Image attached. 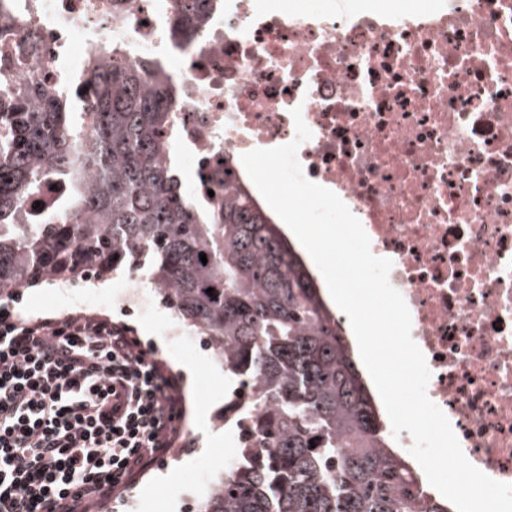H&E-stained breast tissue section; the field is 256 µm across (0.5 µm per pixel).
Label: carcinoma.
Returning <instances> with one entry per match:
<instances>
[{"instance_id": "obj_1", "label": "carcinoma", "mask_w": 512, "mask_h": 512, "mask_svg": "<svg viewBox=\"0 0 512 512\" xmlns=\"http://www.w3.org/2000/svg\"><path fill=\"white\" fill-rule=\"evenodd\" d=\"M196 2L171 9V38H192ZM88 60L89 112L0 74V294L140 267L224 374L259 385L239 462L199 512H453L409 491L336 314L273 215L227 169L219 214L184 188L162 140L174 119L165 78L117 43ZM51 180L63 217L22 214Z\"/></svg>"}]
</instances>
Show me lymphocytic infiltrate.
Instances as JSON below:
<instances>
[{
  "label": "lymphocytic infiltrate",
  "mask_w": 512,
  "mask_h": 512,
  "mask_svg": "<svg viewBox=\"0 0 512 512\" xmlns=\"http://www.w3.org/2000/svg\"><path fill=\"white\" fill-rule=\"evenodd\" d=\"M182 412L125 324L0 306V512H88L166 456Z\"/></svg>",
  "instance_id": "1"
}]
</instances>
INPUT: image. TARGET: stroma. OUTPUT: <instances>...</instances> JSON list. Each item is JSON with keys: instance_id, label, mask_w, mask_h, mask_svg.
<instances>
[{"instance_id": "35a3bbf8", "label": "stroma", "mask_w": 512, "mask_h": 512, "mask_svg": "<svg viewBox=\"0 0 512 512\" xmlns=\"http://www.w3.org/2000/svg\"><path fill=\"white\" fill-rule=\"evenodd\" d=\"M128 281V271L121 269L99 281L39 283L0 297V304L27 318L87 312L128 325L142 347L179 378L184 411L177 456L157 462L130 488L114 494L110 504L111 512H182L185 498L203 497L205 480L223 473L234 461L237 433L222 420L231 384L202 340H195L187 351L169 338V329L178 324L173 309L152 295L145 297L144 308L128 304ZM216 431L223 434L218 443L210 440Z\"/></svg>"}]
</instances>
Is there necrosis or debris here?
Here are the masks:
<instances>
[{
    "label": "necrosis or debris",
    "mask_w": 512,
    "mask_h": 512,
    "mask_svg": "<svg viewBox=\"0 0 512 512\" xmlns=\"http://www.w3.org/2000/svg\"><path fill=\"white\" fill-rule=\"evenodd\" d=\"M316 2L222 0L177 43L158 0H0V55L12 82L81 89V110L91 69L75 46L150 61L176 89L164 140L190 193L217 208L225 169L251 186L242 154L292 141L300 108L303 173L392 260L429 397L467 459L512 483V0L352 17Z\"/></svg>",
    "instance_id": "1"
}]
</instances>
